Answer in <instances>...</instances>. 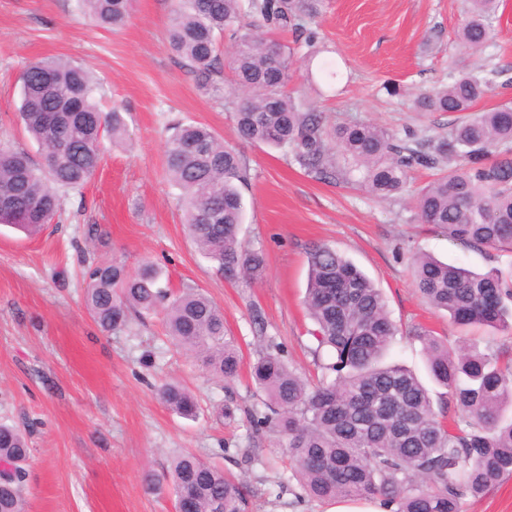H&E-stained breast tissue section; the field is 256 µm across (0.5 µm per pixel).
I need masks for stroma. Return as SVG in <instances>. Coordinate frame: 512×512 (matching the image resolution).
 Masks as SVG:
<instances>
[{"instance_id": "35a3bbf8", "label": "stroma", "mask_w": 512, "mask_h": 512, "mask_svg": "<svg viewBox=\"0 0 512 512\" xmlns=\"http://www.w3.org/2000/svg\"><path fill=\"white\" fill-rule=\"evenodd\" d=\"M468 0H322L315 57L298 51L289 92L327 113L334 125L369 122L436 140L448 118L416 111L415 98L447 82L452 68L480 65L456 33ZM171 0H133L117 30L96 26L77 0H0V146L40 159L19 118L20 76L30 61L63 56L100 84L98 105L124 107L131 139L102 142L103 161L84 186L60 191V210L38 235L0 225V423L28 433L23 485L27 512H173L170 492L146 491L144 476L190 453L230 474L247 512H325L290 479L276 436L255 426L263 398L248 375L211 376L168 342L162 316L104 335L84 304L83 270L104 259L134 271L163 266L173 290H202L224 312L244 362L272 348L303 377L317 376L313 323L304 296L305 249L333 246L381 289L402 332L390 362L424 372L417 326L456 344L488 338L512 346V331L460 329L416 292L409 262L423 251L474 271L512 264V253L466 248L422 223L412 197L379 199L344 179L320 180L292 151L238 140L230 101L203 94L169 48ZM490 65L500 74L482 112L512 102V0L493 23ZM211 126L240 152L246 245L262 248L267 269L255 283L229 281L201 257L185 229L180 192L170 182L165 143L177 122ZM176 381L195 396L199 415L173 413L157 388Z\"/></svg>"}]
</instances>
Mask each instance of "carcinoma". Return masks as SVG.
Returning a JSON list of instances; mask_svg holds the SVG:
<instances>
[{
    "label": "carcinoma",
    "mask_w": 512,
    "mask_h": 512,
    "mask_svg": "<svg viewBox=\"0 0 512 512\" xmlns=\"http://www.w3.org/2000/svg\"><path fill=\"white\" fill-rule=\"evenodd\" d=\"M78 2L102 26L118 27L129 17L131 0ZM498 8L499 0H470L458 31L466 50L482 54L490 47V20ZM317 14V0H173L168 40L198 87L219 98L217 51L229 38L234 86L245 94L233 112L239 138L291 149L319 179L359 172L369 192L387 197L405 189L410 170L456 162L416 191L421 220L460 245L512 252V104L472 111L499 71L451 70L446 83L417 97V110L453 116L448 136L435 143L412 131L401 138L372 123L330 126L325 113L303 108L288 94L294 52L269 35L299 32L313 50L316 36L307 25ZM21 81L20 118L44 164L37 166L23 150L0 147V224L37 234L57 214L58 189L81 186L96 172L102 137L121 141L129 130L120 108L99 110V83L68 59L30 62ZM166 158L199 253L221 273L233 267L239 279L260 280L265 253L241 238L238 184L247 170L240 154L210 127L188 120L167 140ZM307 261L306 305L316 325L311 335L332 362L315 384L269 350L250 364L252 384L269 410L256 423L272 427L304 492L322 501L379 499L396 506L394 512H460L464 497H479L512 475V347H454L425 328L411 329L430 377L446 389L436 407L415 372L384 363L399 328L381 290L327 244H311ZM411 271L421 298L448 312L457 327L512 326V269L476 273L416 252ZM85 277V305L101 332L161 313L176 349L216 378L238 376L237 340L224 325V312L204 293L165 289L164 271L151 262L130 272L100 261L87 267ZM159 394L173 412L196 416L197 401L181 385L166 383ZM28 459L25 437L0 424V462L24 471ZM168 478L173 493H190L195 512H246L239 486L194 455L176 456ZM23 482L0 477V512H25Z\"/></svg>",
    "instance_id": "cac0c4a2"
}]
</instances>
